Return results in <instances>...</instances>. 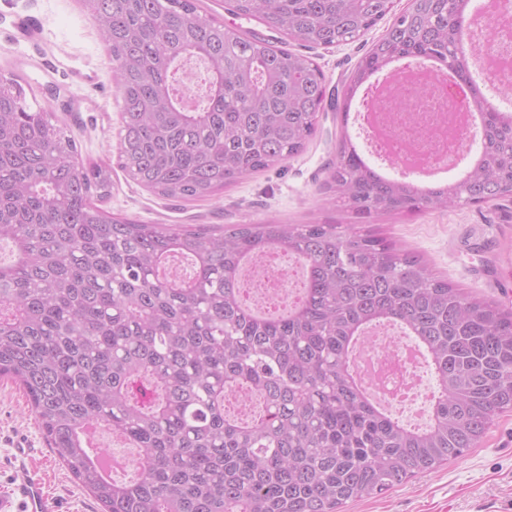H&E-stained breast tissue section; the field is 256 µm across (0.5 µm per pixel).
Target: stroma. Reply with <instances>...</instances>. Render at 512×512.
Segmentation results:
<instances>
[{
    "mask_svg": "<svg viewBox=\"0 0 512 512\" xmlns=\"http://www.w3.org/2000/svg\"><path fill=\"white\" fill-rule=\"evenodd\" d=\"M388 26L359 40L312 50L328 88L350 76ZM26 72L36 89L31 109L48 106L46 85L65 86L70 108L52 107L84 159L109 161L121 122L106 48L79 0H0V74ZM342 120L325 110L316 137L284 164L239 179L212 197L169 201L112 172V213L149 224H337L385 238L420 257L453 286L512 310V197L442 212L358 218L326 192ZM41 481L59 512H99L91 496L48 447L22 388L0 377V495L21 479ZM343 512H512V411L503 413L476 448L384 495L348 502Z\"/></svg>",
    "mask_w": 512,
    "mask_h": 512,
    "instance_id": "stroma-1",
    "label": "stroma"
}]
</instances>
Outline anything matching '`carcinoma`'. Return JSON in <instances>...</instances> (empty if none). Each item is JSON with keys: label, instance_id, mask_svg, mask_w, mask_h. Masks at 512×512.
Returning <instances> with one entry per match:
<instances>
[{"label": "carcinoma", "instance_id": "carcinoma-1", "mask_svg": "<svg viewBox=\"0 0 512 512\" xmlns=\"http://www.w3.org/2000/svg\"><path fill=\"white\" fill-rule=\"evenodd\" d=\"M121 98L115 165L82 158L65 127L26 102L21 72L0 77V376L24 390L49 448L100 512H342L462 456L512 411V310L470 297L419 257L334 224H146L103 207L112 167L166 199L198 200L301 153L328 107L347 120L373 71L445 59L465 84L471 0H410L339 94L284 45L345 44L392 0H225L229 26L198 0H81ZM208 72V101L184 108L181 62ZM327 190L363 218L512 196V107L488 113L465 180L422 189L382 180L341 135ZM304 270L275 317L241 287L259 255ZM399 325L426 350L438 396L410 427L356 379L369 329ZM261 400L250 419L225 409ZM105 425L137 450L120 483L88 433ZM200 6L211 15L219 20H224V24L233 23L235 26H242L244 29H257L263 31L265 34L271 35L272 33L266 32L262 26H258L254 21H247L238 19L231 16L224 11V0H200Z\"/></svg>", "mask_w": 512, "mask_h": 512}]
</instances>
